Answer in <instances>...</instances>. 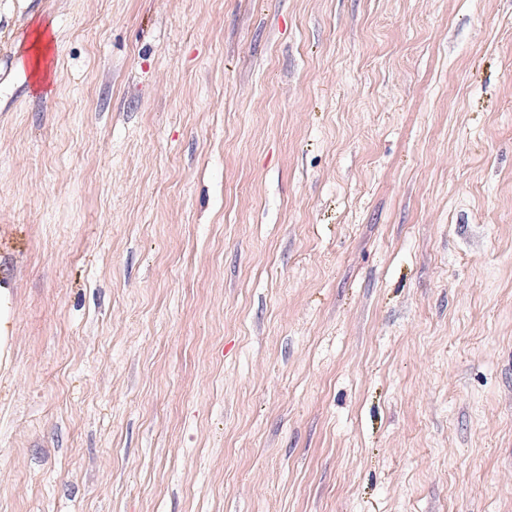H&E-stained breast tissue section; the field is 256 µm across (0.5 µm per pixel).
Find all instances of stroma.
Instances as JSON below:
<instances>
[{"instance_id":"1","label":"stroma","mask_w":512,"mask_h":512,"mask_svg":"<svg viewBox=\"0 0 512 512\" xmlns=\"http://www.w3.org/2000/svg\"><path fill=\"white\" fill-rule=\"evenodd\" d=\"M0 512H512V0H0Z\"/></svg>"}]
</instances>
